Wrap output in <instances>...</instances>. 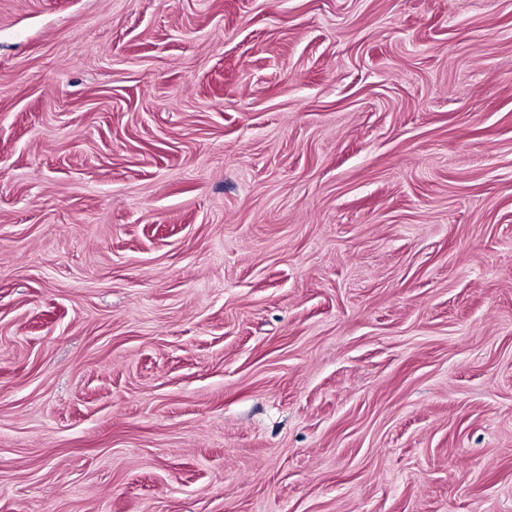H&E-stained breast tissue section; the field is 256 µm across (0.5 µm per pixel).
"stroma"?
I'll use <instances>...</instances> for the list:
<instances>
[{
	"label": "stroma",
	"mask_w": 512,
	"mask_h": 512,
	"mask_svg": "<svg viewBox=\"0 0 512 512\" xmlns=\"http://www.w3.org/2000/svg\"><path fill=\"white\" fill-rule=\"evenodd\" d=\"M0 512H512V0H0Z\"/></svg>",
	"instance_id": "35a3bbf8"
}]
</instances>
